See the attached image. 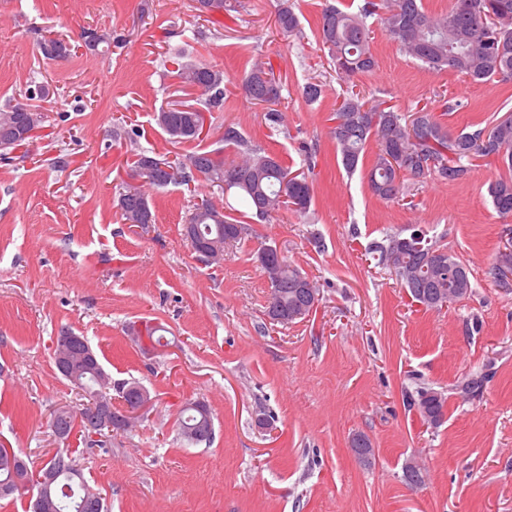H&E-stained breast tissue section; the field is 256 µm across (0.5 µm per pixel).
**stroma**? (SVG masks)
<instances>
[{
  "instance_id": "35a3bbf8",
  "label": "stroma",
  "mask_w": 512,
  "mask_h": 512,
  "mask_svg": "<svg viewBox=\"0 0 512 512\" xmlns=\"http://www.w3.org/2000/svg\"><path fill=\"white\" fill-rule=\"evenodd\" d=\"M329 3L353 12L361 0H242L210 16L192 0H0V104L45 88L31 101L42 128L0 158V443L36 464L59 449L50 418L81 398L52 347L65 330L87 338L113 384L135 381L152 395L106 447L69 442L109 512H512V290L491 274L512 217L488 194L503 167L474 161L461 184L427 176L398 203L372 193L369 163L346 174L331 136L346 88L317 34ZM285 6L301 35L280 34ZM91 28L111 32V44L88 49ZM46 37L69 56L45 58ZM372 48L376 69L355 80L367 97L412 112L454 96L462 109L441 118L452 134L500 106L512 111L506 86L428 70L378 24ZM179 50L224 72V108L209 113L208 134L189 151L234 156L224 144L230 124L308 171L313 187L305 216L250 221L215 263L183 237L196 204L224 202L201 179L147 187L152 224L125 223L117 207L134 153L176 157L155 115L179 97L170 75ZM258 57L287 79L283 126L243 89ZM309 82L323 86L312 104L301 96ZM414 227L466 263L468 298L416 306L372 252ZM263 243L315 283L308 318L269 321ZM145 324L162 329L166 345L135 343ZM473 374L484 386L463 398L456 387ZM422 387L446 398L439 425L407 403ZM194 401L212 414L207 446L179 434V413ZM359 434L375 450L371 464L351 450ZM410 459L425 485L405 480Z\"/></svg>"
}]
</instances>
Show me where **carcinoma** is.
I'll use <instances>...</instances> for the list:
<instances>
[{
  "label": "carcinoma",
  "mask_w": 512,
  "mask_h": 512,
  "mask_svg": "<svg viewBox=\"0 0 512 512\" xmlns=\"http://www.w3.org/2000/svg\"><path fill=\"white\" fill-rule=\"evenodd\" d=\"M195 11L212 15L235 9L231 0H193ZM378 21L389 39L406 55L428 69H448L468 76L476 83L512 81V0H452L445 13H431L423 0H363L357 11L347 12L329 4L323 8L318 31L323 48L327 49L336 79L351 84L354 78L373 71L377 66L372 51V25ZM285 37L301 33L295 12L285 7L277 19ZM41 51L46 56L64 58L67 46L56 39L43 40ZM179 86L196 94L195 103L176 102L159 110L158 126L173 143L198 140V113L211 112L224 106V72L205 63H179L174 70ZM247 96L263 106L265 119L284 122L279 109L283 99V76L273 67L256 60L243 79ZM332 138L343 169L351 174L363 161L370 144L376 151L369 170L372 192L386 201H398L405 183L416 185L432 173L450 183L470 177L472 161L493 158L508 174L489 186L495 210L502 216L512 215V115L496 121L481 120L455 134L434 112L420 108L410 115L399 112L381 99H369L361 93L348 92L336 103ZM44 122L40 110L22 102L7 100L0 107V154L23 145L31 139L29 132ZM224 143L237 149V157L226 161L218 153L192 152L177 162L158 159L144 152L135 154L132 171L144 183L160 188L187 181L194 176L218 188L226 196L223 210L206 199L196 205L189 223L198 227L201 239L216 245L224 256V245L247 234L246 224L231 216L242 207L260 222H268L283 210L304 215L312 197V184L303 173L286 166L279 156L264 148L252 146L233 126L224 128ZM118 207L128 224L152 223L147 196L138 185L124 183L118 192ZM380 262L390 268L411 296L421 300L425 308L438 309L442 303L464 300L471 293L470 270L448 248L432 241L417 230L404 237L389 234L376 246ZM494 280L501 288L512 286V246L507 244L497 256L493 267ZM279 296L274 307L296 321L297 314L310 300L305 285L310 278L281 257L277 269ZM100 360L81 365L70 382L82 392L86 402L71 410L69 420L49 422L51 429L78 430L86 446L99 447L104 440L92 439L85 432L84 418L89 404L100 397L111 396L112 382ZM435 390L421 388L410 399L424 421L441 411L445 397L434 396ZM194 428L201 432L199 442L209 444L213 438V422L207 406L200 402L186 404L180 411L179 430ZM356 458L371 464L375 450L362 436L352 443ZM20 459L16 452L0 448V482L9 478L11 463ZM66 456L55 455L44 461L29 478L32 486H42L40 478L46 471L60 472L49 493L56 512H107L100 493L85 481L82 472L65 469Z\"/></svg>",
  "instance_id": "carcinoma-1"
}]
</instances>
